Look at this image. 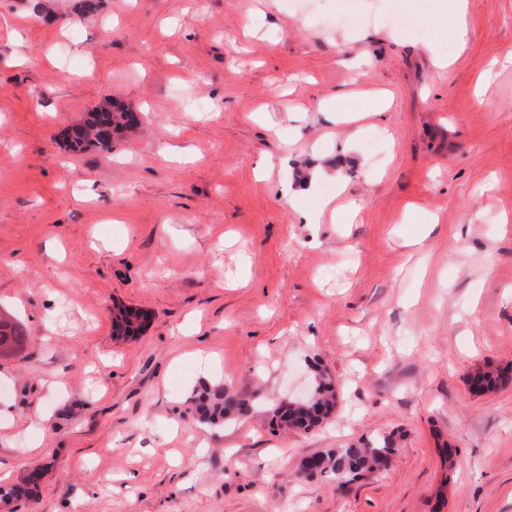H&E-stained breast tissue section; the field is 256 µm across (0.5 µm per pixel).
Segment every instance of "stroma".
Wrapping results in <instances>:
<instances>
[{"label":"stroma","instance_id":"obj_1","mask_svg":"<svg viewBox=\"0 0 512 512\" xmlns=\"http://www.w3.org/2000/svg\"><path fill=\"white\" fill-rule=\"evenodd\" d=\"M78 4L0 0V512H512V0L461 42L438 0ZM109 99L135 131L72 152ZM319 370L329 419L273 427ZM215 383L251 404L220 427ZM379 435L385 469L302 470ZM24 344L25 338L17 326L0 314V354L20 352ZM194 409L200 423L216 426L245 414L249 406L224 385H217L195 396Z\"/></svg>","mask_w":512,"mask_h":512}]
</instances>
